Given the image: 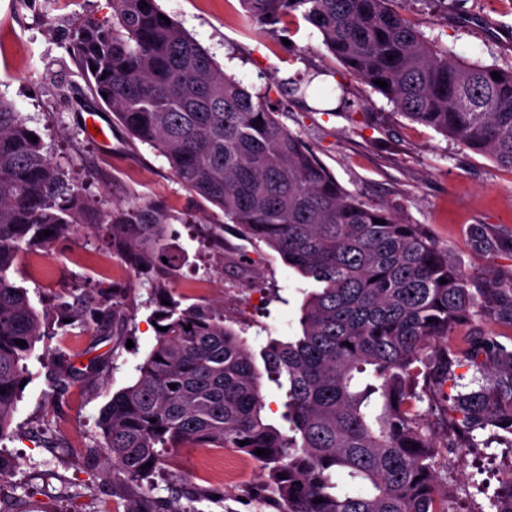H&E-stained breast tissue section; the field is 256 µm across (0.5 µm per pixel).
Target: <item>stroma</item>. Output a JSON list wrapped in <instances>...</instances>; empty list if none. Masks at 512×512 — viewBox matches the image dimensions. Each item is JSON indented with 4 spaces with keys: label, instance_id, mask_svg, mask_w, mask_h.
<instances>
[{
    "label": "stroma",
    "instance_id": "1",
    "mask_svg": "<svg viewBox=\"0 0 512 512\" xmlns=\"http://www.w3.org/2000/svg\"><path fill=\"white\" fill-rule=\"evenodd\" d=\"M158 5L225 74L267 95L279 121L350 194L404 223L424 225L468 276L471 290L493 280L512 299L511 170L398 113L349 75L302 17L283 19L286 36L257 40L239 0ZM399 10L454 59L512 66V0H403ZM112 14V0H0V96L26 117L44 153L89 198L107 207L149 202L175 215L172 244L182 264L171 273L170 289L183 304L222 308L226 325L255 354L269 340L300 335L299 308L312 280L264 241L226 225L222 209L183 187L163 156L93 102L67 47L76 18L108 23ZM316 73L328 75L337 110L278 90L279 80ZM90 117L103 126L105 141L90 136ZM14 279L38 309L51 299L71 303L121 284L127 331L112 336L76 324L53 328L35 344L9 434L0 439V451L16 463L11 478L0 482V512H124L136 491L113 478L98 420L112 394L135 380L156 342L150 285L85 227L51 255L21 252ZM61 353L77 375L59 390L50 369ZM435 432L442 444L439 475L455 485L459 512H493L512 478V450L495 442L448 448L444 426ZM200 454L191 446L169 450L152 482L136 493L166 512H277L253 495L259 461L245 458L243 469L221 479L198 469Z\"/></svg>",
    "mask_w": 512,
    "mask_h": 512
}]
</instances>
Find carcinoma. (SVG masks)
Here are the masks:
<instances>
[{"label": "carcinoma", "mask_w": 512, "mask_h": 512, "mask_svg": "<svg viewBox=\"0 0 512 512\" xmlns=\"http://www.w3.org/2000/svg\"><path fill=\"white\" fill-rule=\"evenodd\" d=\"M241 2L257 36L301 14L345 70L398 111L512 171V66L452 59L391 0ZM112 9L110 24L79 18L68 47L93 101L164 156L187 190L318 288L300 307L302 335L272 340L255 358L223 310L171 293L168 275L181 261L168 243L172 215L149 203L104 209L82 196L33 141L27 118L0 99V440L25 360L52 321L124 332L118 285L56 316L37 311L13 277L20 251L49 255L90 224L158 296L156 343L99 418L119 481L141 487L165 450L199 445L261 462L260 495L279 512H457L454 488L438 483L432 424L415 403L443 411L449 448H477L492 431L512 449V343L482 331L462 350L448 343L490 304L512 326V300L494 282L477 300L424 226L349 194L266 96L159 18L157 0H112ZM264 377L285 389L289 435L262 418Z\"/></svg>", "instance_id": "carcinoma-1"}]
</instances>
